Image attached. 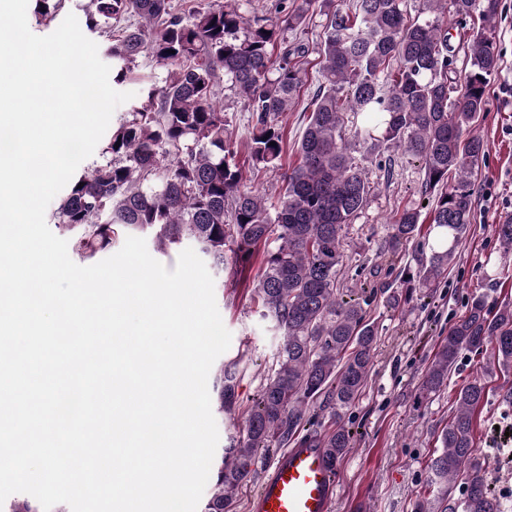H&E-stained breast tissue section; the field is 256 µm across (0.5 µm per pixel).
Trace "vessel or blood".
<instances>
[{"label":"vessel or blood","instance_id":"obj_1","mask_svg":"<svg viewBox=\"0 0 512 512\" xmlns=\"http://www.w3.org/2000/svg\"><path fill=\"white\" fill-rule=\"evenodd\" d=\"M337 482L322 449L299 446L269 468L249 501L250 512H332Z\"/></svg>","mask_w":512,"mask_h":512}]
</instances>
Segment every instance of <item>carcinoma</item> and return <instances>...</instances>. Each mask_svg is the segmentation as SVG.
I'll return each mask as SVG.
<instances>
[{
    "mask_svg": "<svg viewBox=\"0 0 512 512\" xmlns=\"http://www.w3.org/2000/svg\"><path fill=\"white\" fill-rule=\"evenodd\" d=\"M318 2L327 17L315 47L322 83L296 147L300 160L286 168L280 116L304 85L298 59L309 53ZM500 3L422 0L412 17L406 0H275L269 15L249 17L241 0H89L86 27L109 41L113 81L124 82L143 56L164 77L112 131L107 161L73 183L59 226L76 233L75 250L85 258L147 231L157 252L191 239L214 269L234 277L259 256L252 301L283 336L224 448L204 512H236L237 489L270 448H322L333 469L351 448L345 417L364 393L379 336L368 316L375 290L362 285L344 296L337 288L345 235L371 194L363 162L392 145L422 161L432 242L418 239L421 210L409 206L384 243L393 255L414 246L416 266L401 272V294L393 296L399 306L445 278L471 224L475 177L488 154L474 127L499 69ZM473 16L479 24L469 40L452 46L449 29ZM222 82L248 113L251 170H284L274 204L245 185L227 114L215 102ZM348 122L359 159L345 137ZM495 235L511 249L512 218ZM487 345L500 365H512V306L475 295L438 344L421 397L447 387L459 358ZM244 370L237 357L215 371L218 412L238 407ZM486 397L478 374L458 389L456 412L427 464L426 485L437 493L416 499L413 512H503L476 448L475 411Z\"/></svg>",
    "mask_w": 512,
    "mask_h": 512,
    "instance_id": "obj_1",
    "label": "carcinoma"
}]
</instances>
